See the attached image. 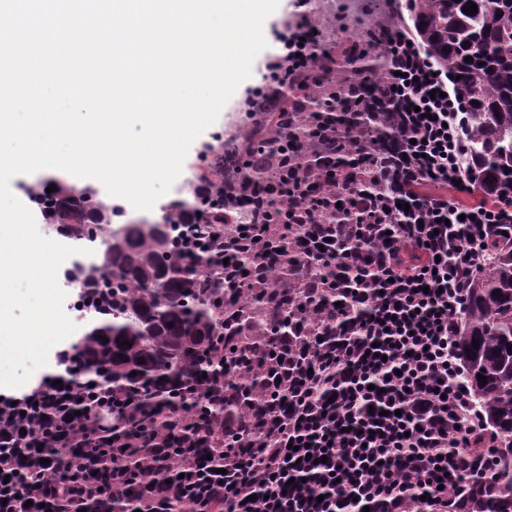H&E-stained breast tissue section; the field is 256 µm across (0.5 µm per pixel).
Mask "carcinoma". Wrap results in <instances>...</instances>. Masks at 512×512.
Instances as JSON below:
<instances>
[{
    "mask_svg": "<svg viewBox=\"0 0 512 512\" xmlns=\"http://www.w3.org/2000/svg\"><path fill=\"white\" fill-rule=\"evenodd\" d=\"M470 1L477 5L471 15L463 12ZM411 2L410 19L423 53L448 70L470 108L463 167L473 172L481 197L511 193L512 0ZM350 18L357 35L340 38L338 54L320 63L324 99L335 104L331 116L307 111L287 125L272 112L266 126L238 145V159L259 150L272 173L286 145L295 144L307 147L303 160L322 156L339 176L355 165L346 143L372 119L370 99L386 66L379 49L362 46L383 36L390 22ZM215 141L193 171L190 195L161 206L157 218L112 225L121 210L91 183L76 187L49 178L35 182L28 193L44 223L64 227L63 236L95 253L91 262L74 264L69 287L80 297L106 300L105 312L92 309L78 341L85 352L83 369L106 366L112 391L123 396L112 405V415L124 417L125 426L101 442L112 447L97 473L104 484L118 473L138 474L139 449L129 444L143 425L164 422L177 409L204 423L221 418L235 436L268 417L262 394L272 377L280 378V395L288 393L282 365L301 343V337L288 335V310L301 308V301L285 282L298 252L283 241L288 225L246 224L242 211L224 205V182L233 164H224V135ZM51 185L56 190L49 193ZM179 223L206 224L224 235L227 267L238 275L250 273L246 294L207 276L216 264L214 253L183 254ZM485 250L489 261L467 289L454 345L462 379L495 438V460L488 471L467 476V493L455 507L512 512V241L492 228ZM479 372L486 382L478 380ZM221 385L222 404L199 400ZM94 507L96 512L137 509L132 495L102 498Z\"/></svg>",
    "mask_w": 512,
    "mask_h": 512,
    "instance_id": "1",
    "label": "carcinoma"
}]
</instances>
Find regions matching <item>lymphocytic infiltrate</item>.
I'll list each match as a JSON object with an SVG mask.
<instances>
[{
	"label": "lymphocytic infiltrate",
	"mask_w": 512,
	"mask_h": 512,
	"mask_svg": "<svg viewBox=\"0 0 512 512\" xmlns=\"http://www.w3.org/2000/svg\"><path fill=\"white\" fill-rule=\"evenodd\" d=\"M317 27L307 15L275 34L279 50L244 100L245 120L277 110L294 71L320 76L328 51ZM381 47L382 82L396 106L379 118L396 130L395 147L382 158L364 153L370 129L351 142L364 156L346 174L345 225L323 222L336 202V179L324 165L302 182L287 172L268 185L231 189L250 198L274 193L275 212H258L253 222L290 224L300 256L291 283L307 304L348 289L349 324L326 311L292 315L304 343L289 368L288 399L253 435L230 440L223 424L211 426L208 454L184 456L169 470L159 459L168 433L139 431L141 512H448L464 486L465 451L484 427L453 338L466 290L486 264L484 238L492 226L512 225V195L492 205L461 202L476 185L459 162L462 108L447 72L422 53L408 26L390 27ZM349 237L372 243L375 257L356 256L349 279L325 276L345 258ZM410 247L418 262L406 261ZM54 358L67 374L62 385L47 379L0 397V512H72L75 500L89 504L128 489L93 480L91 448L114 427L112 415L85 423L74 412L90 396L107 408L111 388L83 379L78 345ZM48 442L76 449L69 476L57 461L42 462Z\"/></svg>",
	"instance_id": "obj_1"
}]
</instances>
